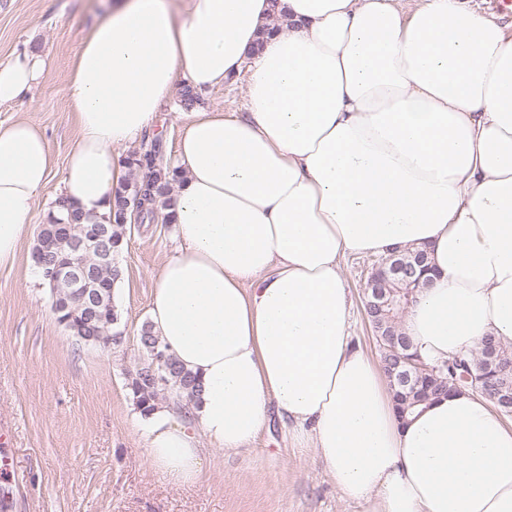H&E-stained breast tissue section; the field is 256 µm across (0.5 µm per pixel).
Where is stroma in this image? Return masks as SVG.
Instances as JSON below:
<instances>
[{"label": "stroma", "instance_id": "1", "mask_svg": "<svg viewBox=\"0 0 512 512\" xmlns=\"http://www.w3.org/2000/svg\"><path fill=\"white\" fill-rule=\"evenodd\" d=\"M101 13L98 0H0V62L24 48L48 63L28 94L0 105V121L38 125L59 171L76 136L72 62ZM35 243L27 237L14 267L0 268V427L9 433L0 454L10 470L0 478V512H359L328 478L316 449L293 447L275 420L240 452L207 448L197 483L175 484L150 467L126 374L145 358L138 336L155 275L177 245L174 225H128L113 295L124 339L110 348L78 341L58 324L31 264ZM380 261L349 255L342 266L355 303V340L373 355L363 301Z\"/></svg>", "mask_w": 512, "mask_h": 512}]
</instances>
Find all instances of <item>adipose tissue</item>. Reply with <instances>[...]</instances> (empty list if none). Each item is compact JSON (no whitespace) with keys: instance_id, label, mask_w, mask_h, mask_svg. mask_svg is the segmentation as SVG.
I'll list each match as a JSON object with an SVG mask.
<instances>
[{"instance_id":"ef3b65f1","label":"adipose tissue","mask_w":512,"mask_h":512,"mask_svg":"<svg viewBox=\"0 0 512 512\" xmlns=\"http://www.w3.org/2000/svg\"><path fill=\"white\" fill-rule=\"evenodd\" d=\"M279 3L280 24L270 0H114L73 62L60 195L92 220L175 78L203 94L250 70L243 114L183 116L149 323L202 390L139 416L149 463L196 483L205 446L246 448L274 412L362 512H512V425L469 390L400 421L341 273L428 247L438 274L403 322L422 356L512 346V31L466 0ZM46 67L0 62V104ZM52 176L43 130L0 124V266Z\"/></svg>"}]
</instances>
